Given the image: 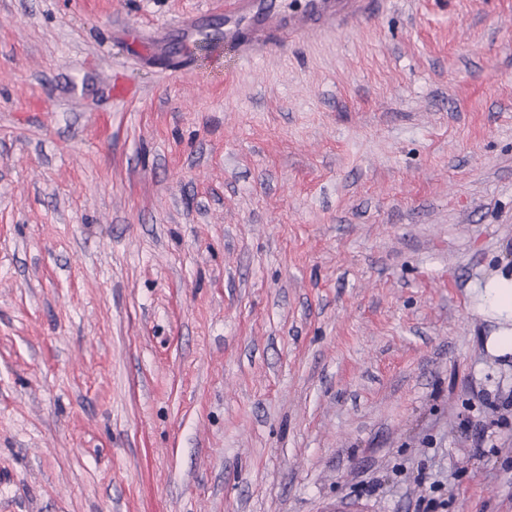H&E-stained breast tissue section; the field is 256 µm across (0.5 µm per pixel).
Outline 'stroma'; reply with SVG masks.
<instances>
[{
	"label": "stroma",
	"mask_w": 512,
	"mask_h": 512,
	"mask_svg": "<svg viewBox=\"0 0 512 512\" xmlns=\"http://www.w3.org/2000/svg\"><path fill=\"white\" fill-rule=\"evenodd\" d=\"M224 24L0 0V512H512V0ZM300 9L288 8V13L268 7L263 13L260 29L249 37L244 30L232 25L224 30V47L236 48L244 54L270 44L287 47L298 34L310 31H342L359 21L375 16L382 0H304ZM484 296L493 310L512 319V279L501 278L487 286Z\"/></svg>",
	"instance_id": "stroma-1"
}]
</instances>
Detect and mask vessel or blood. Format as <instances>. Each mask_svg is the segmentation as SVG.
Here are the masks:
<instances>
[{
    "label": "vessel or blood",
    "instance_id": "obj_1",
    "mask_svg": "<svg viewBox=\"0 0 512 512\" xmlns=\"http://www.w3.org/2000/svg\"><path fill=\"white\" fill-rule=\"evenodd\" d=\"M383 0H304L299 9L281 11L277 8H261L258 0H225L224 13L228 18L246 17L261 13L260 29L246 34L237 26L224 31V45L247 53L267 45L287 46L288 42L310 31H342L359 21L380 12Z\"/></svg>",
    "mask_w": 512,
    "mask_h": 512
}]
</instances>
